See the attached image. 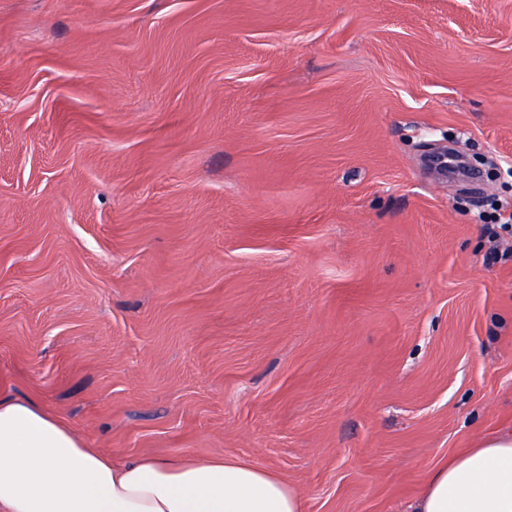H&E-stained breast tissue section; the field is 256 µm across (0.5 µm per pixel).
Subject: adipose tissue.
Wrapping results in <instances>:
<instances>
[{
    "label": "adipose tissue",
    "mask_w": 512,
    "mask_h": 512,
    "mask_svg": "<svg viewBox=\"0 0 512 512\" xmlns=\"http://www.w3.org/2000/svg\"><path fill=\"white\" fill-rule=\"evenodd\" d=\"M409 512H512V430L427 472ZM0 512H305L281 475L236 455L116 460L26 397L0 396Z\"/></svg>",
    "instance_id": "ef3b65f1"
}]
</instances>
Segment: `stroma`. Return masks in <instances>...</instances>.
<instances>
[{"mask_svg": "<svg viewBox=\"0 0 512 512\" xmlns=\"http://www.w3.org/2000/svg\"><path fill=\"white\" fill-rule=\"evenodd\" d=\"M0 392L405 512L512 427V0H0Z\"/></svg>", "mask_w": 512, "mask_h": 512, "instance_id": "35a3bbf8", "label": "stroma"}]
</instances>
